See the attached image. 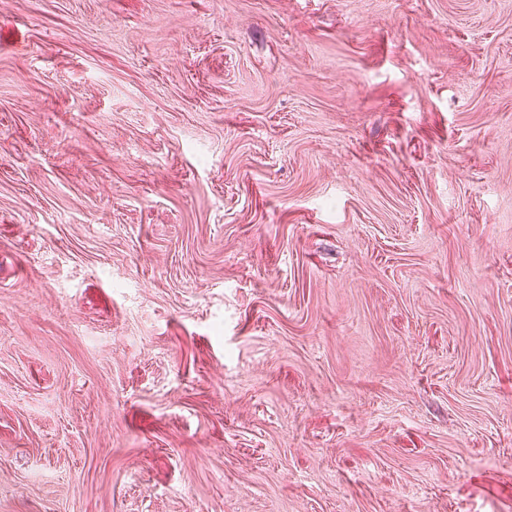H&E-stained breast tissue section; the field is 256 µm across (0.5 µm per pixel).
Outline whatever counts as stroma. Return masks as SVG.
<instances>
[{
    "mask_svg": "<svg viewBox=\"0 0 512 512\" xmlns=\"http://www.w3.org/2000/svg\"><path fill=\"white\" fill-rule=\"evenodd\" d=\"M0 512H512V0H0Z\"/></svg>",
    "mask_w": 512,
    "mask_h": 512,
    "instance_id": "obj_1",
    "label": "stroma"
}]
</instances>
